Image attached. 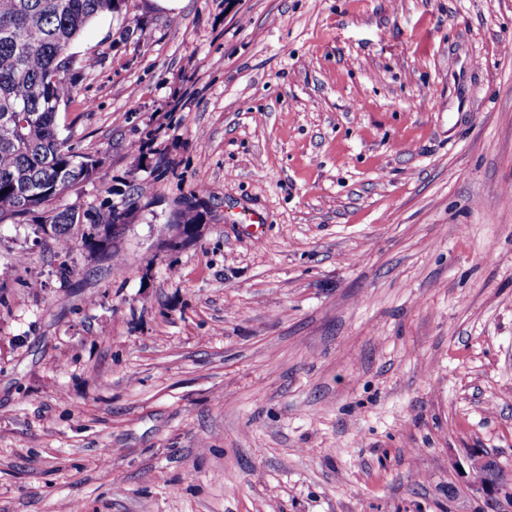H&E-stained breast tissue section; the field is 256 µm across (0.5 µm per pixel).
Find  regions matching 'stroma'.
<instances>
[{
    "instance_id": "35a3bbf8",
    "label": "stroma",
    "mask_w": 512,
    "mask_h": 512,
    "mask_svg": "<svg viewBox=\"0 0 512 512\" xmlns=\"http://www.w3.org/2000/svg\"><path fill=\"white\" fill-rule=\"evenodd\" d=\"M510 38L512 0L95 19L83 218L0 223V512H512L472 464L512 487ZM50 213V215L45 217L44 224L40 227L42 231L47 234L45 224H49L52 237L63 249H65L71 227L74 224L79 223L82 216L78 211L72 208Z\"/></svg>"
}]
</instances>
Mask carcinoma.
Returning <instances> with one entry per match:
<instances>
[{"label": "carcinoma", "mask_w": 512, "mask_h": 512, "mask_svg": "<svg viewBox=\"0 0 512 512\" xmlns=\"http://www.w3.org/2000/svg\"><path fill=\"white\" fill-rule=\"evenodd\" d=\"M123 3L0 0V220L42 208L94 175L99 161L62 136L58 113L73 97L74 73L87 69L71 46L93 20ZM81 219L69 208L44 223L64 248Z\"/></svg>", "instance_id": "carcinoma-1"}]
</instances>
